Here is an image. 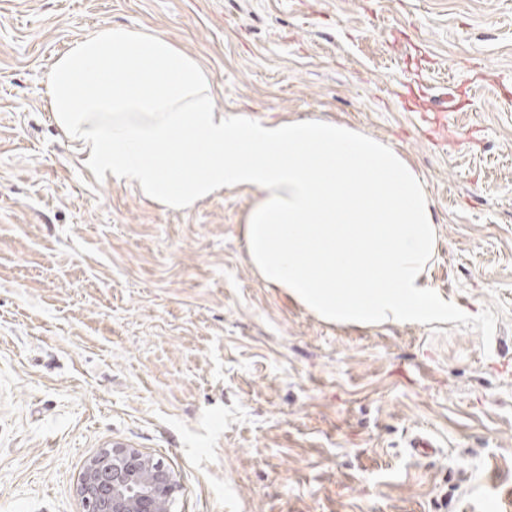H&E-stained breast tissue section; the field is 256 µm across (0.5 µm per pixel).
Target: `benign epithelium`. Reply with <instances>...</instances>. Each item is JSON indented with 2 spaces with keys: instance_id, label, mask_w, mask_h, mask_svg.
I'll return each instance as SVG.
<instances>
[{
  "instance_id": "7a95c632",
  "label": "benign epithelium",
  "mask_w": 512,
  "mask_h": 512,
  "mask_svg": "<svg viewBox=\"0 0 512 512\" xmlns=\"http://www.w3.org/2000/svg\"><path fill=\"white\" fill-rule=\"evenodd\" d=\"M77 490L85 512H171L179 484L140 450L114 443L89 461Z\"/></svg>"
}]
</instances>
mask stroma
Returning <instances> with one entry per match:
<instances>
[{
	"label": "stroma",
	"instance_id": "1",
	"mask_svg": "<svg viewBox=\"0 0 512 512\" xmlns=\"http://www.w3.org/2000/svg\"><path fill=\"white\" fill-rule=\"evenodd\" d=\"M105 24L171 40L225 114L398 150L443 314L325 322L250 266L256 192L173 210L86 167L45 76ZM410 84L451 104L447 129L402 108ZM116 442L175 475L172 512L512 499V0H0V512H84L80 476Z\"/></svg>",
	"mask_w": 512,
	"mask_h": 512
}]
</instances>
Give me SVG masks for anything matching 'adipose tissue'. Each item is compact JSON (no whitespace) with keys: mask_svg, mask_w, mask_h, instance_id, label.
<instances>
[{"mask_svg":"<svg viewBox=\"0 0 512 512\" xmlns=\"http://www.w3.org/2000/svg\"><path fill=\"white\" fill-rule=\"evenodd\" d=\"M59 129L101 177L184 209L224 187L257 191L243 226L260 279L344 325L439 314L427 268L438 230L422 177L343 124L225 119L212 81L171 41L106 25L47 74Z\"/></svg>","mask_w":512,"mask_h":512,"instance_id":"ef3b65f1","label":"adipose tissue"}]
</instances>
